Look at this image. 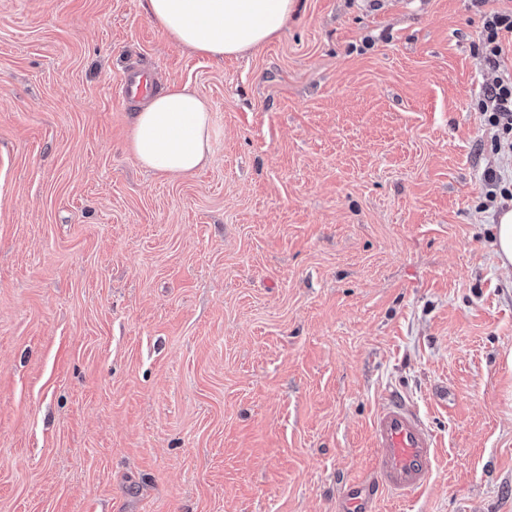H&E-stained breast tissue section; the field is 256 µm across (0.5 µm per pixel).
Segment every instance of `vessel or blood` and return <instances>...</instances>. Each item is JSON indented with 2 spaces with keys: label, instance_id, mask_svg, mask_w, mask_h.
<instances>
[{
  "label": "vessel or blood",
  "instance_id": "1",
  "mask_svg": "<svg viewBox=\"0 0 512 512\" xmlns=\"http://www.w3.org/2000/svg\"><path fill=\"white\" fill-rule=\"evenodd\" d=\"M153 89L149 75L127 74L118 95L128 102ZM371 440L380 453L372 478L350 482L342 495L343 512H373L380 493L405 496L419 491L436 467L437 442L405 399L389 394L371 423Z\"/></svg>",
  "mask_w": 512,
  "mask_h": 512
}]
</instances>
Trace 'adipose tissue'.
<instances>
[{
  "label": "adipose tissue",
  "instance_id": "ef3b65f1",
  "mask_svg": "<svg viewBox=\"0 0 512 512\" xmlns=\"http://www.w3.org/2000/svg\"><path fill=\"white\" fill-rule=\"evenodd\" d=\"M294 6V0H144L148 18L169 40L217 59L270 41ZM213 135L208 100L190 86L170 84L139 104L129 148L153 172L189 176L208 163Z\"/></svg>",
  "mask_w": 512,
  "mask_h": 512
}]
</instances>
